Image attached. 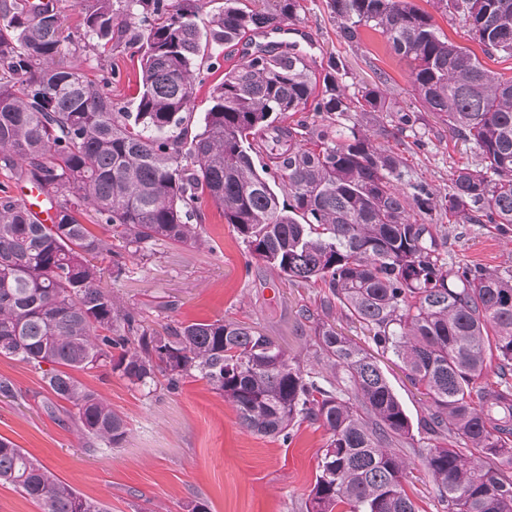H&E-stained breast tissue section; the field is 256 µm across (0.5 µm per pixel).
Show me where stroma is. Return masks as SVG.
<instances>
[{
    "label": "stroma",
    "instance_id": "1",
    "mask_svg": "<svg viewBox=\"0 0 512 512\" xmlns=\"http://www.w3.org/2000/svg\"><path fill=\"white\" fill-rule=\"evenodd\" d=\"M298 29L264 32L255 40L266 47L286 44L308 52L317 64L342 62L348 93L379 84L394 108L415 105L409 69L378 31L365 27L357 43L337 35L339 21L327 0H304ZM307 38H300V31ZM241 47L225 49L214 68L192 83L196 114L211 105L215 88L242 60ZM77 63L90 78L107 80L113 102L134 111L139 91L137 47L110 42L89 48ZM346 125L363 126L376 144L396 149L405 142L410 180L426 183L437 194L448 191L461 167L480 161L478 149L452 134L434 113L423 112L412 130L394 139L371 112L345 114ZM201 224L208 246L184 247L164 242L149 256L130 259L125 273L105 278V285L125 304L140 309L151 324L224 318L256 324L279 341L301 366L311 368L306 327L296 312L317 308L319 290L295 286L252 257L232 225L212 203H204ZM448 259L487 269H512V226L452 224ZM379 363L411 420L425 406L406 377L402 363L390 355ZM76 379L97 392L124 416L129 433L117 448L86 451L74 428L50 417L44 404L52 398L40 373L29 364L0 357V380L13 395H0V437L23 448L80 493L107 504L111 512H189L198 501L207 512H306L327 441L322 427L303 423L291 439L260 436L238 423L228 402L205 381L181 380L176 389L131 387L110 369L79 371Z\"/></svg>",
    "mask_w": 512,
    "mask_h": 512
}]
</instances>
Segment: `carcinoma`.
<instances>
[{
    "mask_svg": "<svg viewBox=\"0 0 512 512\" xmlns=\"http://www.w3.org/2000/svg\"><path fill=\"white\" fill-rule=\"evenodd\" d=\"M347 43L380 32L406 61L418 101L479 150L481 167L455 171L443 198L403 187L395 152L339 118L388 112L376 84L348 95L338 63L317 70L294 45L259 49L224 73L195 118L194 72L221 46L300 20L301 0H224L212 27L201 0H124L137 19L114 30L112 0H87L85 35L139 45L136 111L115 110L105 85L68 61L83 46L59 11L0 0V169L57 201L43 224L0 196V356L42 373L82 438L110 448L128 427L75 371L111 366L137 388L206 380L240 425L291 437L304 422L328 439L306 512H419L398 445L421 449L443 512H512V270L448 265V225H512V79L441 35L408 0H328ZM459 15L489 56L512 57V0H433ZM320 122L278 125L287 112ZM413 128L415 109L393 116ZM249 252L296 286L323 288L301 307L307 371L246 322L157 328L103 285L98 258L120 277L127 260L166 241L206 243L203 201ZM381 355L403 364L425 398L412 425L376 357L336 328L335 308ZM0 483L40 512H108L49 467L0 438Z\"/></svg>",
    "mask_w": 512,
    "mask_h": 512,
    "instance_id": "obj_1",
    "label": "carcinoma"
}]
</instances>
